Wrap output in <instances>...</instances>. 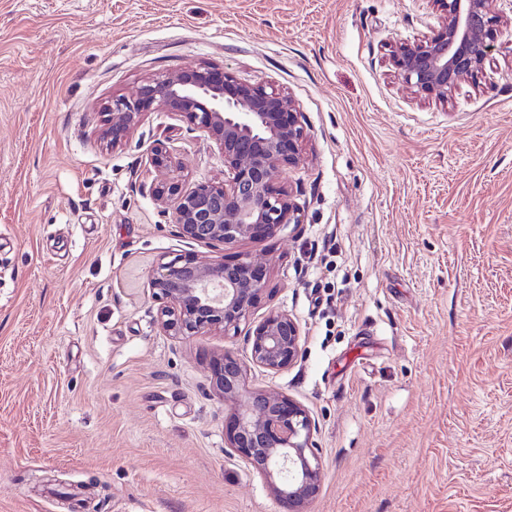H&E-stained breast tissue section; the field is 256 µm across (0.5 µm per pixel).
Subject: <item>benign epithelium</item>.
Returning a JSON list of instances; mask_svg holds the SVG:
<instances>
[{
	"mask_svg": "<svg viewBox=\"0 0 512 512\" xmlns=\"http://www.w3.org/2000/svg\"><path fill=\"white\" fill-rule=\"evenodd\" d=\"M441 21L431 34L388 47L395 74L415 98L448 105L460 80H474L496 67L494 42L512 30V17L499 13L497 0H433ZM100 139L122 146L143 117L170 112L214 142L224 161V179L183 187L167 150H153L158 172L151 191L172 215L176 236L210 245L256 241L300 223L292 189L280 184L281 170L301 161L304 130L290 94L239 80L212 65L145 77L131 95L104 107ZM270 264L250 254L229 263L201 260L192 253L158 262L147 288L158 303L156 323L167 336H197L238 330L260 304L269 283ZM251 362L277 373L302 354L297 322L286 311H272L248 330ZM218 398L232 406L225 417L226 447L261 473L282 512H306L320 482L316 421L288 395L246 390L247 365L226 351L210 361ZM247 406L235 407L242 397ZM287 472L277 484L274 472Z\"/></svg>",
	"mask_w": 512,
	"mask_h": 512,
	"instance_id": "1",
	"label": "benign epithelium"
}]
</instances>
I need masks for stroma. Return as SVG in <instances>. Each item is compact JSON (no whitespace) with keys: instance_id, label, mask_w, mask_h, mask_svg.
<instances>
[{"instance_id":"stroma-1","label":"stroma","mask_w":512,"mask_h":512,"mask_svg":"<svg viewBox=\"0 0 512 512\" xmlns=\"http://www.w3.org/2000/svg\"><path fill=\"white\" fill-rule=\"evenodd\" d=\"M432 0H0V512H280L224 443L210 359L248 362L315 419L308 512H512V44L448 105L388 61ZM205 63L303 115L299 227L224 249L271 260L252 314L303 355L251 365L245 329L160 332L146 286L176 237L150 192L164 144L185 186L217 146L165 111L106 148L103 105Z\"/></svg>"}]
</instances>
